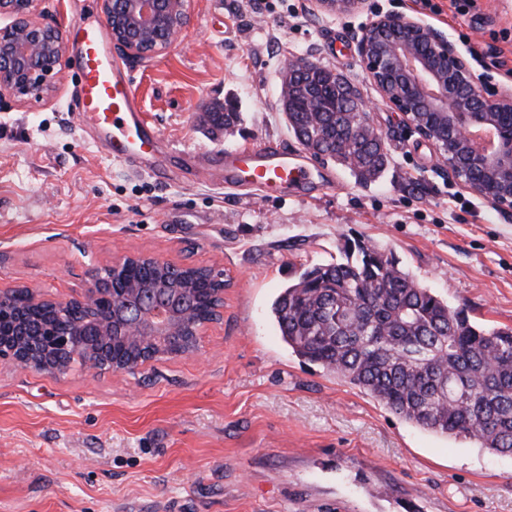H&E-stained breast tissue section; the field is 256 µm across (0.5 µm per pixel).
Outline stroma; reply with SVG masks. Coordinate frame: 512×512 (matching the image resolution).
Returning <instances> with one entry per match:
<instances>
[{"label":"stroma","instance_id":"stroma-1","mask_svg":"<svg viewBox=\"0 0 512 512\" xmlns=\"http://www.w3.org/2000/svg\"><path fill=\"white\" fill-rule=\"evenodd\" d=\"M164 55L112 50L183 178L106 158L74 116L65 65L40 102L0 97V284L69 297L93 265L139 251L222 270L221 318L197 355L91 378L0 366V512H512V455L421 430L321 367L302 362L271 315L304 269L346 243L391 253L471 320L512 327V212L449 179L433 147L386 104L355 45L400 11L448 34L483 87H512V0H194ZM346 76L388 153L361 183L305 158L285 193L229 189L189 166L227 147L298 142L279 105L289 55ZM234 127L211 132L214 106Z\"/></svg>","mask_w":512,"mask_h":512}]
</instances>
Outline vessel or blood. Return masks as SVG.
Returning <instances> with one entry per match:
<instances>
[{"label":"vessel or blood","instance_id":"1","mask_svg":"<svg viewBox=\"0 0 512 512\" xmlns=\"http://www.w3.org/2000/svg\"><path fill=\"white\" fill-rule=\"evenodd\" d=\"M71 38L78 123L94 126L113 159L130 170L138 172L148 165L163 169L160 134L142 109L131 75L109 54L104 26L77 20ZM198 166L225 186L254 183L269 191L303 174L298 153L273 144L227 150L217 157L204 155Z\"/></svg>","mask_w":512,"mask_h":512}]
</instances>
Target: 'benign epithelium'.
Instances as JSON below:
<instances>
[{"label":"benign epithelium","instance_id":"obj_1","mask_svg":"<svg viewBox=\"0 0 512 512\" xmlns=\"http://www.w3.org/2000/svg\"><path fill=\"white\" fill-rule=\"evenodd\" d=\"M39 0H0V97L41 100L54 88L66 64L62 29L44 21ZM325 13L357 10L363 0H315ZM112 43L137 59L166 53L193 22L192 0H100ZM357 52L385 102L403 116L407 128L431 143L448 164V175L504 210L512 209V91H488L478 84L467 59L444 32L423 21L388 12L377 16L357 38ZM312 60L290 58L282 67L279 100L287 105ZM366 102L352 98L350 135L365 132ZM144 262H170L148 253L126 254L88 273L84 288L68 299L40 289L0 287V309L17 306L8 330H0V365L59 375L79 362L91 376L133 372L139 367L199 351L209 321L185 305L183 290L169 296L156 288L133 303L141 286L116 287L114 275Z\"/></svg>","mask_w":512,"mask_h":512}]
</instances>
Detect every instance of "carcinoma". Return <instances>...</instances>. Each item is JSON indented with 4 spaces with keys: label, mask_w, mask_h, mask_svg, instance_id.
Instances as JSON below:
<instances>
[{
    "label": "carcinoma",
    "mask_w": 512,
    "mask_h": 512,
    "mask_svg": "<svg viewBox=\"0 0 512 512\" xmlns=\"http://www.w3.org/2000/svg\"><path fill=\"white\" fill-rule=\"evenodd\" d=\"M314 91L327 111L311 128L316 157L347 167L362 181L377 177L387 157L371 136L344 141L347 120L335 111L333 91ZM299 101L286 113L292 131L309 125ZM235 112H208L213 129ZM357 257L305 270L273 300V320L288 348L369 393L415 427L463 438L497 454H512V328L470 321L464 309L437 296L388 254L355 245ZM190 294L203 319L215 315L205 292L213 283L192 270L156 271Z\"/></svg>",
    "instance_id": "cac0c4a2"
}]
</instances>
